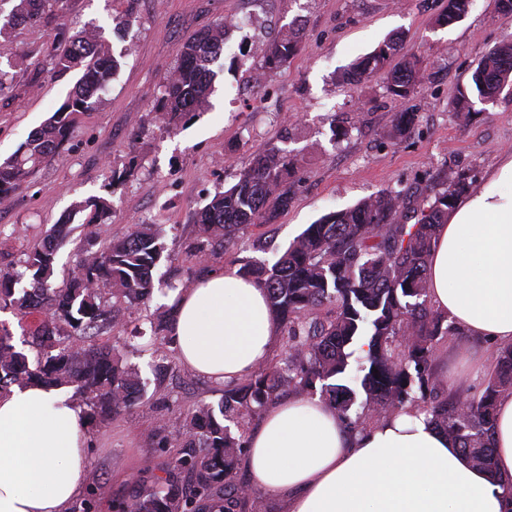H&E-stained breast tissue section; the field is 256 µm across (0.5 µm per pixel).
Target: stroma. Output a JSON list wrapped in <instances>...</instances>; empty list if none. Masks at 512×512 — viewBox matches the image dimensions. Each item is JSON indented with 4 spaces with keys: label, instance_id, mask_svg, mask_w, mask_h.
<instances>
[{
    "label": "stroma",
    "instance_id": "obj_1",
    "mask_svg": "<svg viewBox=\"0 0 512 512\" xmlns=\"http://www.w3.org/2000/svg\"><path fill=\"white\" fill-rule=\"evenodd\" d=\"M445 6V0H135L131 6L125 0H65L40 22L5 30L0 43L13 49L14 82L0 90V161L16 152L77 81L78 72L54 68L56 50L67 39L96 23L104 43L123 60L95 110L0 208V270L20 269L29 246L65 219L74 232L56 258L54 283L62 285L91 234L79 205L102 196L112 204L102 239L123 238L135 224L159 225L167 256L154 281L185 283L198 274L190 250L195 211L235 183L253 155L274 146L297 166L292 203L276 223L244 229L242 245L219 254L212 267L273 259L323 214L382 190H437L452 169L479 184L512 154V95H501L465 126L451 100L482 55L512 33V14L499 12L495 0H472L465 17L440 26L435 19ZM254 8L271 28L249 46L244 63L225 60L205 109L174 128L153 121L159 87L185 41L227 13ZM118 16L125 19L119 35ZM278 29L297 31L295 54L264 86L250 90L248 103L230 104L226 88L243 82L247 68L262 69ZM395 37L427 59L422 84L403 102L391 99L383 76H348L355 59ZM406 111L415 115L413 130L394 139L393 116ZM336 119L350 129L338 142L331 139ZM167 303L157 291L145 306L115 304L112 329L94 336L137 366L149 385L144 406L90 424L88 489L70 512H112L143 477L179 479L172 449L160 445L174 413L221 397L222 385L176 357L163 382H151L145 331L149 317ZM496 354V347L459 330L444 337L436 349L437 390L459 385L478 395Z\"/></svg>",
    "mask_w": 512,
    "mask_h": 512
}]
</instances>
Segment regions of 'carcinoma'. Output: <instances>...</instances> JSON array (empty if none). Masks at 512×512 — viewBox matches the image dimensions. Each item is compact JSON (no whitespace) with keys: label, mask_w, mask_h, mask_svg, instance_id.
<instances>
[{"label":"carcinoma","mask_w":512,"mask_h":512,"mask_svg":"<svg viewBox=\"0 0 512 512\" xmlns=\"http://www.w3.org/2000/svg\"><path fill=\"white\" fill-rule=\"evenodd\" d=\"M471 0H447L440 25L459 21ZM63 0H19L0 23V32L16 24H34ZM297 47V34L274 41L265 57L269 71L280 67ZM224 56V24L189 38L157 99L158 118L168 126L207 104L214 84L211 65ZM121 66L101 39L97 25L71 38L55 57L59 73L80 77L67 99L22 145L0 162V200L27 182L36 167L67 142L79 119L91 112L99 93ZM425 59L402 41L384 42L359 58L350 74L359 80L386 76V91L396 101L409 99L422 82ZM512 93V34H506L479 60L468 85L457 90L451 105L467 122L475 105L488 104L502 92ZM414 114L398 112L393 133H410ZM295 162L271 148L254 156L238 181L215 195L196 214L201 241L194 256L206 257L238 245L240 232L272 223L292 200L290 178ZM469 189L464 172L449 171L444 187L431 197L414 198L382 190L352 208L323 214L274 261L254 260L241 272L266 289L279 321L283 349L249 378L224 386L217 404L200 403L174 416L173 433L163 447L174 448V466L184 473L179 484L160 478L150 491H137L116 512H200L219 494L230 503H245L248 486L234 483L247 448V425L287 391L321 393L345 420L356 401L352 384L366 402L391 411L413 407L430 417L455 447L476 466L492 470L493 419L497 399L512 393V348L499 350L495 371L477 398L458 391L442 400L427 394L434 375V353L448 335L445 316L430 306L428 262L435 226ZM90 211L87 223L103 224L112 214L104 197L80 205ZM64 241L47 237L26 253V272L0 271V306L32 316L29 336L37 347L29 362L6 329L0 330V394L12 385L38 381L73 387L91 418L110 420L139 404L147 382L129 370L108 345L84 343L86 330L110 327L100 288L130 305L146 304L155 289L152 271L165 251L160 227L135 224L122 239L99 250H84L63 288L51 283L58 250ZM172 309L151 322L152 341L177 349L169 336Z\"/></svg>","instance_id":"1"}]
</instances>
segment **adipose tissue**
I'll return each mask as SVG.
<instances>
[{"label":"adipose tissue","instance_id":"adipose-tissue-1","mask_svg":"<svg viewBox=\"0 0 512 512\" xmlns=\"http://www.w3.org/2000/svg\"><path fill=\"white\" fill-rule=\"evenodd\" d=\"M428 288L464 332L512 346V155L437 226ZM169 303L189 370L232 384L272 356L266 292L238 270L210 272ZM88 427L71 387L0 395V512H69L89 476ZM494 458V473L473 466L413 410L352 434L318 396L295 395L263 414L244 468L289 512H512V393L497 402Z\"/></svg>","mask_w":512,"mask_h":512}]
</instances>
